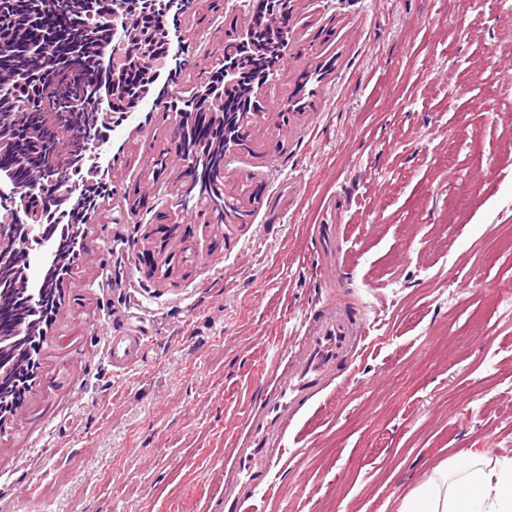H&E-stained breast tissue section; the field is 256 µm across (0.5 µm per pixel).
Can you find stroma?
Instances as JSON below:
<instances>
[{"instance_id": "35a3bbf8", "label": "stroma", "mask_w": 512, "mask_h": 512, "mask_svg": "<svg viewBox=\"0 0 512 512\" xmlns=\"http://www.w3.org/2000/svg\"><path fill=\"white\" fill-rule=\"evenodd\" d=\"M168 16L210 81L244 0ZM288 85L224 183L255 192L222 228L177 214L170 113L109 123L102 171L136 211L82 225V263L0 422V512H222L224 461L300 318L341 293L370 310L349 371L299 414L244 512H398L467 451L512 456V0H294ZM336 208L338 251L314 234ZM141 336L122 370L109 340Z\"/></svg>"}]
</instances>
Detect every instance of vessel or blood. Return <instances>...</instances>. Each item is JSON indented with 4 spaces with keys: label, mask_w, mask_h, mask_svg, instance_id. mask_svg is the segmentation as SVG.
Returning a JSON list of instances; mask_svg holds the SVG:
<instances>
[{
    "label": "vessel or blood",
    "mask_w": 512,
    "mask_h": 512,
    "mask_svg": "<svg viewBox=\"0 0 512 512\" xmlns=\"http://www.w3.org/2000/svg\"><path fill=\"white\" fill-rule=\"evenodd\" d=\"M368 332L364 313L352 300L331 299L302 321L296 342L266 385L262 404L246 418V433L233 450L235 465L224 476V512H242L246 500L266 486L269 465L279 457L297 413L348 369ZM141 349L139 337H113L112 361L127 369L138 362Z\"/></svg>",
    "instance_id": "vessel-or-blood-1"
}]
</instances>
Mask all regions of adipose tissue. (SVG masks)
<instances>
[{"instance_id":"adipose-tissue-1","label":"adipose tissue","mask_w":512,"mask_h":512,"mask_svg":"<svg viewBox=\"0 0 512 512\" xmlns=\"http://www.w3.org/2000/svg\"><path fill=\"white\" fill-rule=\"evenodd\" d=\"M399 512H512V458L474 452L441 463Z\"/></svg>"}]
</instances>
